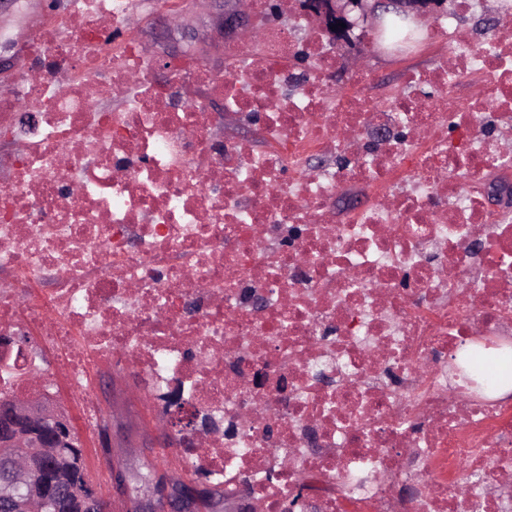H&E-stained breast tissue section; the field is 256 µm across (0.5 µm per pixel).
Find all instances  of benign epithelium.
Segmentation results:
<instances>
[{
    "instance_id": "obj_1",
    "label": "benign epithelium",
    "mask_w": 512,
    "mask_h": 512,
    "mask_svg": "<svg viewBox=\"0 0 512 512\" xmlns=\"http://www.w3.org/2000/svg\"><path fill=\"white\" fill-rule=\"evenodd\" d=\"M218 11L219 28L225 37L240 45L256 41V30L249 19L246 0H210ZM294 8L313 19L328 38L347 50L360 52L358 62L368 67L369 54L361 45L368 31L376 30L386 15L405 21H432L447 13V0H295ZM183 13L168 15L170 33L180 38L162 45L156 55L161 60L177 54L179 43H197L195 34L185 30ZM344 23L338 30L331 26ZM172 408L168 444L182 443L183 436L194 430L189 410L182 406L177 390L167 396ZM0 446L12 449L11 454L0 460V467L7 472L8 481L0 483V497L9 496L13 485L27 481L38 470L41 455L50 452L61 458L84 459L77 436L64 409L45 393L30 396L0 398ZM110 480L118 497L125 504V512H212L210 497L205 493L206 481L197 476L190 480L170 481L163 473H154L143 494H128L127 477L115 467H110ZM60 490L47 486L42 498L18 503L17 512H40ZM85 506L88 512H109L106 503L93 486L85 487Z\"/></svg>"
}]
</instances>
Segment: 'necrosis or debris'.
<instances>
[{
	"mask_svg": "<svg viewBox=\"0 0 512 512\" xmlns=\"http://www.w3.org/2000/svg\"><path fill=\"white\" fill-rule=\"evenodd\" d=\"M137 11L73 0L39 19L0 96L17 144L0 159V335L40 336L85 425V380L116 354L223 417L186 435V460L254 512H284L302 483L300 512H505L512 403L448 365L512 333V220L487 199L488 174L512 176V19L434 21L436 65L383 101L363 69L327 95L340 53L308 18L271 26L264 0L256 50L154 80ZM214 97L262 147L217 136ZM346 186L365 201L340 216Z\"/></svg>",
	"mask_w": 512,
	"mask_h": 512,
	"instance_id": "4bbe7bcc",
	"label": "necrosis or debris"
}]
</instances>
